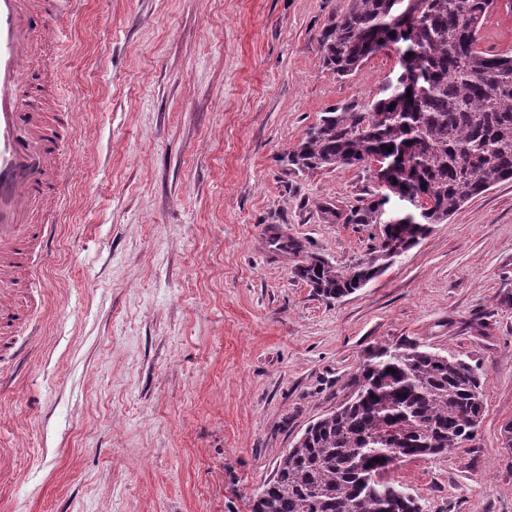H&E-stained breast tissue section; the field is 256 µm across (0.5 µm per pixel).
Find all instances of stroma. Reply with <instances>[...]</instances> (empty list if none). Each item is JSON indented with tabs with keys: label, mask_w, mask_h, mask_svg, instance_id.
Instances as JSON below:
<instances>
[{
	"label": "stroma",
	"mask_w": 512,
	"mask_h": 512,
	"mask_svg": "<svg viewBox=\"0 0 512 512\" xmlns=\"http://www.w3.org/2000/svg\"><path fill=\"white\" fill-rule=\"evenodd\" d=\"M349 0H83L44 48L74 115L67 205L44 204L37 308L0 357V512H251L305 427L349 398L377 345L479 365L473 441L390 477L422 512H512V182L494 185L354 294L297 274L345 269L379 234L349 211L367 168L295 171L322 112L369 110L399 54L341 77L320 35ZM336 206L326 217L325 204ZM301 252L271 256L267 227Z\"/></svg>",
	"instance_id": "35a3bbf8"
}]
</instances>
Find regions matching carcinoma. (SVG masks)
<instances>
[{
  "label": "carcinoma",
  "instance_id": "cac0c4a2",
  "mask_svg": "<svg viewBox=\"0 0 512 512\" xmlns=\"http://www.w3.org/2000/svg\"><path fill=\"white\" fill-rule=\"evenodd\" d=\"M493 0H412L417 22L402 27L393 0H350L319 40L325 65L356 71L389 44H411L400 56L391 93L361 112L322 113L287 153L299 172L373 168L378 186L402 197L424 196L413 221L390 224L366 259L348 269L311 257L298 275L326 300H339L381 275L468 201L512 180V54L484 51L481 32ZM422 85L411 101L406 86ZM383 166H377V163ZM388 195L371 193L351 210V224L381 223ZM348 401L310 423L281 456L252 512H421L418 502L363 461L367 440L398 439L382 471L407 457L428 459L474 439L484 413L479 366L411 343L373 350L352 381Z\"/></svg>",
  "mask_w": 512,
  "mask_h": 512
}]
</instances>
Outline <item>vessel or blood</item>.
<instances>
[{"instance_id": "1", "label": "vessel or blood", "mask_w": 512, "mask_h": 512, "mask_svg": "<svg viewBox=\"0 0 512 512\" xmlns=\"http://www.w3.org/2000/svg\"><path fill=\"white\" fill-rule=\"evenodd\" d=\"M52 19L48 0H0V328L29 320L9 298L14 264L44 236L28 217L67 165L57 127L25 109L34 38Z\"/></svg>"}]
</instances>
